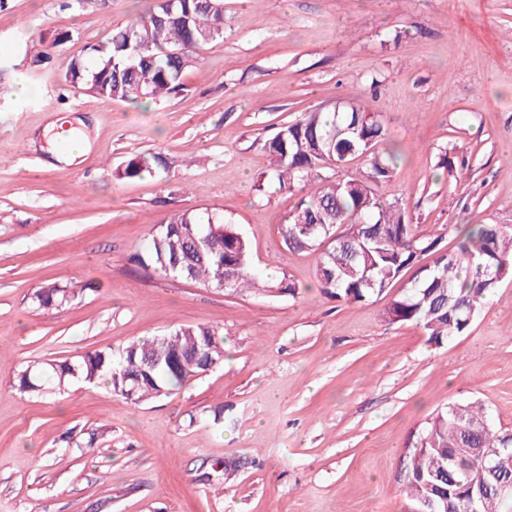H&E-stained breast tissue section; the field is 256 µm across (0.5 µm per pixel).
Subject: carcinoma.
<instances>
[{"label": "carcinoma", "mask_w": 512, "mask_h": 512, "mask_svg": "<svg viewBox=\"0 0 512 512\" xmlns=\"http://www.w3.org/2000/svg\"><path fill=\"white\" fill-rule=\"evenodd\" d=\"M222 36L224 12L210 0H156L145 14L91 47L93 68L73 59L61 78L74 86L89 85L104 98L159 100L182 89L195 49ZM388 141L381 113L360 104L302 112L277 127L264 142L270 178L283 189L312 176L321 180L289 213L283 240L291 249L315 255L323 293L354 304L384 294L404 270L423 256L432 257V263L418 268L404 291L387 304L384 318L414 323L440 345L464 334L485 298L512 278V225L493 220L475 224L451 253L439 248L437 239L419 235L400 200L378 195L401 160L393 148L375 150ZM357 157L367 162L361 174L323 175L348 167ZM161 165L157 156L136 155L119 177H139ZM137 263L219 289L229 273L233 293L261 282L290 295L296 292L284 278L277 283L261 280L253 270L248 241L234 225L212 214L178 212L163 218ZM74 296L68 287L52 283L35 290L31 300L50 310ZM223 362V329L181 324L165 336L129 344L117 356L108 348L75 361L29 367L18 387L42 392L73 380H103L111 393L138 405L170 395L204 374L207 364ZM471 448L480 453H470ZM483 465L492 467V474L480 493L473 480ZM499 481L512 483V433L495 429L482 404L450 403L418 433L406 485L419 512H471L473 498L477 512H504L512 497L492 489Z\"/></svg>", "instance_id": "1"}]
</instances>
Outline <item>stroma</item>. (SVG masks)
<instances>
[{"mask_svg": "<svg viewBox=\"0 0 512 512\" xmlns=\"http://www.w3.org/2000/svg\"><path fill=\"white\" fill-rule=\"evenodd\" d=\"M153 0H0V512H413L417 432L451 402L512 431V278L442 345L383 311L324 295L282 226L302 195L267 175L266 138L299 112L364 103L406 157L385 198L454 251L512 220V0H224V36L182 89L106 99L60 73ZM25 73L34 92L20 97ZM89 149L54 163L52 117ZM164 167L134 179L137 154ZM461 157L454 172L444 155ZM207 212L235 224L262 277L294 298L235 294L134 264L153 225ZM75 290L42 310L32 293ZM178 324L224 331V361L135 405L105 386L20 392L29 364L115 351ZM162 162V159L157 156L136 155L127 161L123 172H119V177L135 178L143 173H152L154 168L162 165Z\"/></svg>", "mask_w": 512, "mask_h": 512, "instance_id": "35a3bbf8", "label": "stroma"}]
</instances>
